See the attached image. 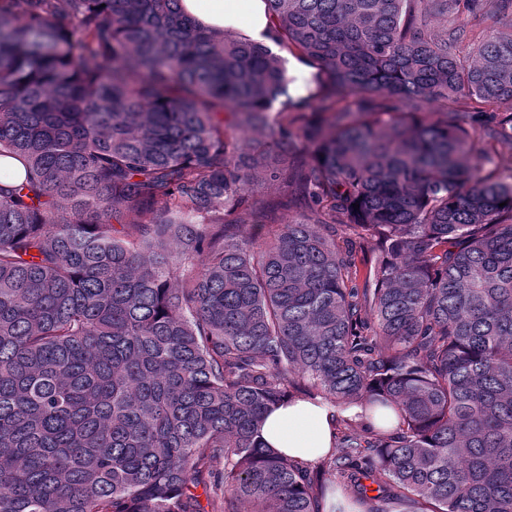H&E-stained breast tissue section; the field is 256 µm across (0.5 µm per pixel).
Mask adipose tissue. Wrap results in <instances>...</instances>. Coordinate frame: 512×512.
<instances>
[{
  "label": "adipose tissue",
  "mask_w": 512,
  "mask_h": 512,
  "mask_svg": "<svg viewBox=\"0 0 512 512\" xmlns=\"http://www.w3.org/2000/svg\"><path fill=\"white\" fill-rule=\"evenodd\" d=\"M185 13L201 25L264 43L272 26L265 0H181ZM331 413L326 405L296 400L268 412L262 438L274 452L313 460L332 446Z\"/></svg>",
  "instance_id": "adipose-tissue-1"
}]
</instances>
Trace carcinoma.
I'll list each match as a JSON object with an SVG mask.
<instances>
[{"instance_id": "obj_1", "label": "carcinoma", "mask_w": 512, "mask_h": 512, "mask_svg": "<svg viewBox=\"0 0 512 512\" xmlns=\"http://www.w3.org/2000/svg\"><path fill=\"white\" fill-rule=\"evenodd\" d=\"M180 2L0 0V512H512V175L478 148L512 140V24L266 0L324 78L295 97ZM460 97L489 122L400 117ZM295 397L332 411L315 463L262 441Z\"/></svg>"}]
</instances>
